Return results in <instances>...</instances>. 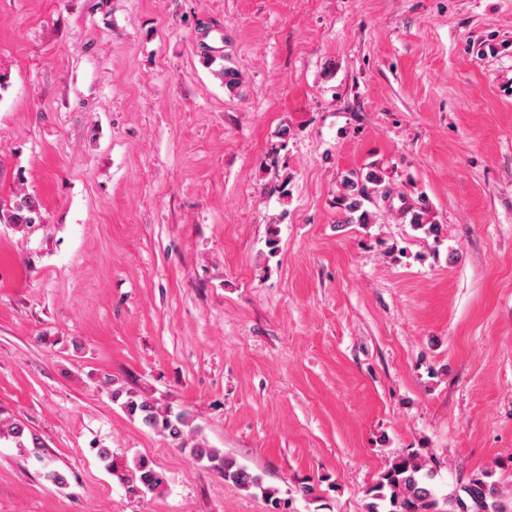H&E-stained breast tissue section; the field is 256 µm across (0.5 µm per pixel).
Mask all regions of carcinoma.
Instances as JSON below:
<instances>
[{"instance_id":"1","label":"carcinoma","mask_w":512,"mask_h":512,"mask_svg":"<svg viewBox=\"0 0 512 512\" xmlns=\"http://www.w3.org/2000/svg\"><path fill=\"white\" fill-rule=\"evenodd\" d=\"M373 187H368V184ZM379 180L368 174L363 180L349 179L346 195L342 199L346 221L367 224L372 213L365 203L378 191ZM17 224H34L41 221V213L28 200L16 204L12 216ZM411 224L427 236L438 234V225L428 218L427 208L421 207L411 215ZM125 397L122 408L132 418L152 430L164 433L175 441L185 442L191 417L185 412H175L171 406L154 398L120 390L112 392L113 400ZM8 438L20 447L28 444L42 447L41 438L16 421L0 418V439ZM189 455L237 487L246 491L258 490L269 505L268 512H291V499L280 496L276 488L264 485V476L218 448L196 443L188 448ZM96 455L106 468L126 484L130 494H146L159 490L165 484V476L147 459L137 457L132 461L114 457L112 449L100 448ZM437 462L418 450L395 456L384 467L377 479L366 491L367 512H512V498L507 497L499 483L493 480V472L483 470L471 475L447 494L440 492L437 484Z\"/></svg>"}]
</instances>
